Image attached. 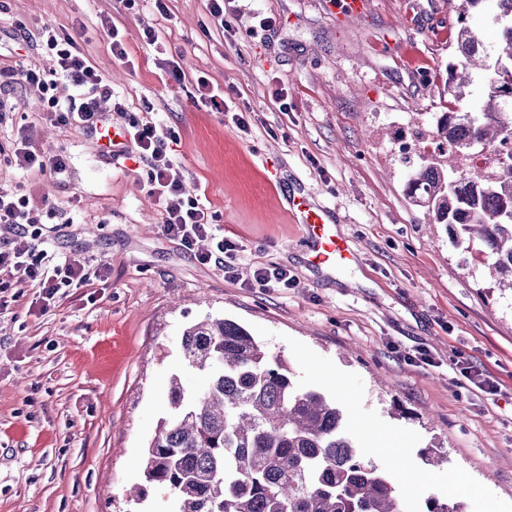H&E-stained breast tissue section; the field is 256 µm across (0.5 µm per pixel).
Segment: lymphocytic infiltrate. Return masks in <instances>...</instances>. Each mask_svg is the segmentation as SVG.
Listing matches in <instances>:
<instances>
[{
    "mask_svg": "<svg viewBox=\"0 0 512 512\" xmlns=\"http://www.w3.org/2000/svg\"><path fill=\"white\" fill-rule=\"evenodd\" d=\"M41 39L52 58L46 69L0 64V87L22 83L33 90L47 114L56 124L92 130L98 101L110 99L114 111L122 112L126 104L112 92L100 71L92 64L72 35L44 26ZM73 89L68 101H60L55 90L59 82ZM127 134L139 159L146 162L148 192L155 197L162 215L164 234L179 242L204 265L215 264L231 271V261L238 246L235 242L213 235V214L200 197L189 196L183 184L170 176L172 155L170 142L176 141L174 130H167L150 120L130 121ZM15 162L25 171L35 170L56 182L65 181L68 164L63 155H50L33 145L25 131H18ZM0 223L16 226L26 245L0 246V272L19 275L38 286L44 302L54 301L61 288H81L92 279L102 277V269L61 259L52 249V238L44 234L32 215L29 199L14 197L0 190Z\"/></svg>",
    "mask_w": 512,
    "mask_h": 512,
    "instance_id": "f902f5d3",
    "label": "lymphocytic infiltrate"
}]
</instances>
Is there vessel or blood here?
I'll return each mask as SVG.
<instances>
[{"label": "vessel or blood", "mask_w": 512, "mask_h": 512, "mask_svg": "<svg viewBox=\"0 0 512 512\" xmlns=\"http://www.w3.org/2000/svg\"><path fill=\"white\" fill-rule=\"evenodd\" d=\"M287 202L295 222L304 225L312 243L310 261L314 266L333 269L353 262L354 255L337 234L335 220L328 208L315 205L300 193L288 195Z\"/></svg>", "instance_id": "b4317fda"}]
</instances>
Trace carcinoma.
Returning <instances> with one entry per match:
<instances>
[{
  "label": "carcinoma",
  "mask_w": 512,
  "mask_h": 512,
  "mask_svg": "<svg viewBox=\"0 0 512 512\" xmlns=\"http://www.w3.org/2000/svg\"><path fill=\"white\" fill-rule=\"evenodd\" d=\"M498 42L486 45L464 18L455 27L458 62L435 134L452 142L446 154L410 166L406 195L445 225L451 243L468 251L479 242L498 284L512 291V165L496 181L453 164L492 147L512 111V0H492ZM481 85V108H460L466 88ZM181 348L188 366L206 377L189 394L170 380L169 411L149 441L141 501L153 487L173 494L171 512H404V495L388 473L364 457L336 404L317 390L297 388L288 369L228 319L187 326ZM422 512H463L458 502L430 496Z\"/></svg>",
  "instance_id": "carcinoma-1"
}]
</instances>
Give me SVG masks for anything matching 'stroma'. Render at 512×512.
<instances>
[{
	"label": "stroma",
	"mask_w": 512,
	"mask_h": 512,
	"mask_svg": "<svg viewBox=\"0 0 512 512\" xmlns=\"http://www.w3.org/2000/svg\"><path fill=\"white\" fill-rule=\"evenodd\" d=\"M0 0V55L45 67L44 25L77 29L82 49L126 98L114 125L148 119L178 134L173 174L204 193L215 234L238 243L236 278L199 264L162 230L147 193L146 163H112L90 132L54 126L23 85L0 92V189L28 197L55 230L59 254L108 271L61 289L49 309L39 290L12 281L0 310V512H165L166 495L126 497L142 479L145 447L168 411L179 375L189 392L205 378L183 360L185 326L205 317L243 326L292 373L343 410L369 461L391 471L386 435L401 437L423 482L406 500L450 497L464 512H512V296L500 294L479 251L453 247L406 196L403 156L410 129L445 111L450 43L435 27L455 25L463 0H370L357 18L328 0H239L231 31L212 21L207 0ZM274 27L253 32L255 15ZM115 24L133 65L114 61ZM158 30L184 82L162 79L141 40ZM433 75L404 71L409 44ZM235 87L249 124L196 107L194 77ZM294 109L279 111L272 85ZM35 146L69 160L65 181L18 170V127ZM304 188L332 209L357 255L326 273L308 265L310 243L287 210ZM288 270L287 288H255V269ZM465 359L496 382L486 393L463 377ZM445 459L426 464L424 449ZM464 486L449 492L448 477Z\"/></svg>",
	"instance_id": "35a3bbf8"
}]
</instances>
